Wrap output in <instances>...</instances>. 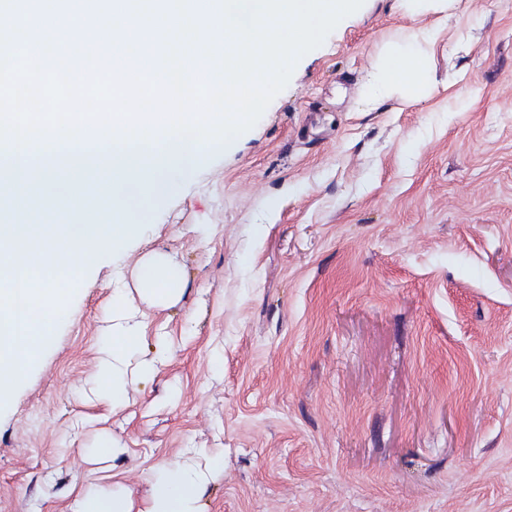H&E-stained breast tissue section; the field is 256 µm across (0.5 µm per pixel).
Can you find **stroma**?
<instances>
[{
	"label": "stroma",
	"mask_w": 512,
	"mask_h": 512,
	"mask_svg": "<svg viewBox=\"0 0 512 512\" xmlns=\"http://www.w3.org/2000/svg\"><path fill=\"white\" fill-rule=\"evenodd\" d=\"M434 21L363 0L169 197L122 186L148 230L88 264L0 404V512H146L159 467L214 459L199 512H512V0H453L430 93L362 103ZM155 251L186 278L140 305L169 356L102 403L112 261ZM77 512H128L123 498L113 497L112 503L106 498L89 492L79 503Z\"/></svg>",
	"instance_id": "35a3bbf8"
}]
</instances>
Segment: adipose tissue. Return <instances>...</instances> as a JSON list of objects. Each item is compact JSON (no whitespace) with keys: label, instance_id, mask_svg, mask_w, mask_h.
Segmentation results:
<instances>
[{"label":"adipose tissue","instance_id":"ef3b65f1","mask_svg":"<svg viewBox=\"0 0 512 512\" xmlns=\"http://www.w3.org/2000/svg\"><path fill=\"white\" fill-rule=\"evenodd\" d=\"M434 42L435 36L428 30L413 32L409 38L393 42L386 66L366 88L365 102L374 103L395 95L405 101L425 96L431 87L429 58ZM134 281V287L130 288L123 275L112 279V325L106 335L107 345L96 379L98 397L112 404L122 398L129 385L150 375L156 362L169 353L167 344L162 342L153 359L138 358L143 326L134 319L135 298L167 306L180 300L185 287L182 267L161 252L152 253L139 263ZM206 479V473L191 464L175 471L159 469L146 512H197V490Z\"/></svg>","mask_w":512,"mask_h":512}]
</instances>
